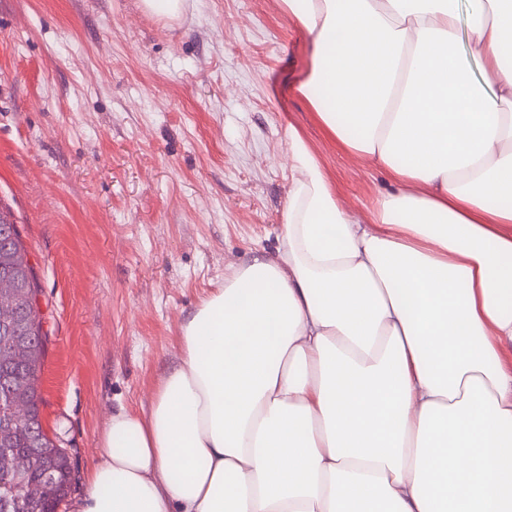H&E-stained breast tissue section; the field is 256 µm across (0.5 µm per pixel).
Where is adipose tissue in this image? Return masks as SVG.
I'll return each mask as SVG.
<instances>
[{
	"instance_id": "ef3b65f1",
	"label": "adipose tissue",
	"mask_w": 512,
	"mask_h": 512,
	"mask_svg": "<svg viewBox=\"0 0 512 512\" xmlns=\"http://www.w3.org/2000/svg\"><path fill=\"white\" fill-rule=\"evenodd\" d=\"M467 1L282 0L298 92L395 187L358 218L289 131L276 256L190 314L72 512H512V0Z\"/></svg>"
}]
</instances>
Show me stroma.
I'll return each instance as SVG.
<instances>
[{
	"label": "stroma",
	"instance_id": "35a3bbf8",
	"mask_svg": "<svg viewBox=\"0 0 512 512\" xmlns=\"http://www.w3.org/2000/svg\"><path fill=\"white\" fill-rule=\"evenodd\" d=\"M280 0H0V204L41 287L42 423L93 462L113 411H148L187 316L274 254L296 129L345 207L393 183L340 150L297 86ZM182 0H141L143 11L159 18L176 17L182 8Z\"/></svg>",
	"mask_w": 512,
	"mask_h": 512
}]
</instances>
